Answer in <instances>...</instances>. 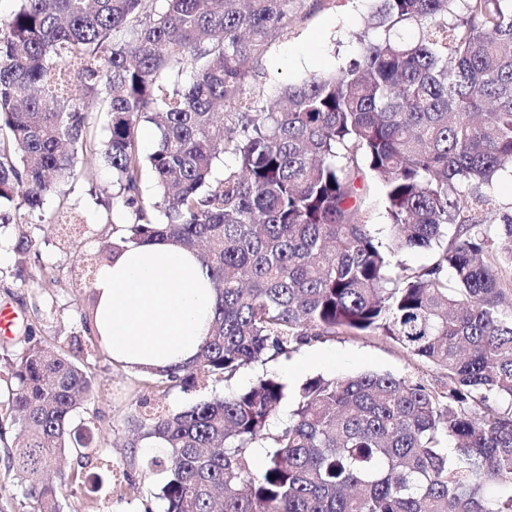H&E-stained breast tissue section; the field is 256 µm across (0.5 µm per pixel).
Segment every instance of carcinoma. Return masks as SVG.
I'll list each match as a JSON object with an SVG mask.
<instances>
[{"instance_id":"carcinoma-1","label":"carcinoma","mask_w":512,"mask_h":512,"mask_svg":"<svg viewBox=\"0 0 512 512\" xmlns=\"http://www.w3.org/2000/svg\"><path fill=\"white\" fill-rule=\"evenodd\" d=\"M17 2L0 27V223L12 204L41 208L78 155L104 158L112 209L132 221L112 223L87 275L166 237L215 283L199 353L150 372L156 386L227 380L344 332H380L442 371L439 391L374 372L311 378L274 433V376L168 414L137 403L129 445L163 449L147 460L166 474L163 512H512V203L496 195L512 177V0H375L358 57L280 87L266 110L258 64L307 0ZM402 26L413 39L391 37ZM145 121L158 131L146 155ZM221 158L233 163L216 178ZM368 172L387 247L363 206ZM418 250L435 261L395 260ZM25 341L5 358L0 441L33 512H62L45 472L91 444L72 415L93 376Z\"/></svg>"}]
</instances>
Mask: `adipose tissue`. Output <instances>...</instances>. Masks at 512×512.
Listing matches in <instances>:
<instances>
[{"instance_id": "adipose-tissue-1", "label": "adipose tissue", "mask_w": 512, "mask_h": 512, "mask_svg": "<svg viewBox=\"0 0 512 512\" xmlns=\"http://www.w3.org/2000/svg\"><path fill=\"white\" fill-rule=\"evenodd\" d=\"M94 336L113 361L137 370L193 361L216 293L209 273L180 245L150 239L116 251L97 270Z\"/></svg>"}]
</instances>
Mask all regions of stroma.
<instances>
[{"label":"stroma","instance_id":"obj_1","mask_svg":"<svg viewBox=\"0 0 512 512\" xmlns=\"http://www.w3.org/2000/svg\"><path fill=\"white\" fill-rule=\"evenodd\" d=\"M371 7L372 0H324L288 37L272 42L260 64L263 105L272 104L279 85L337 69L354 58L359 52L355 35L364 29ZM114 192L111 169L98 156H81L68 181L46 196L41 212H16L13 223L0 228V304L21 315L14 334L0 337V356L19 350L29 333L65 350L71 343H80L82 350L75 361L91 372L94 397L75 416L93 420V441L85 457L70 454L61 467L102 478L97 493L100 512H161L163 508L157 498L163 475L141 465L142 459L152 456V449L126 445L127 418L139 399H148L151 407L162 412L179 411L248 388L257 376L267 373L283 379L287 386L274 420L280 427L287 424L300 387L315 376L343 378L377 372L438 386L439 369L374 334L327 336L289 356L243 367L229 380H199L190 390L148 385L145 374L96 357L94 337L82 323L90 308L91 291L77 287L76 280L86 258L112 238V214L106 205ZM65 212L77 213L84 226L83 236L68 247L60 246L55 224ZM22 231L33 241L23 259L13 249ZM21 264L26 267L22 278L17 275ZM130 479L137 483V492L127 490Z\"/></svg>","mask_w":512,"mask_h":512}]
</instances>
